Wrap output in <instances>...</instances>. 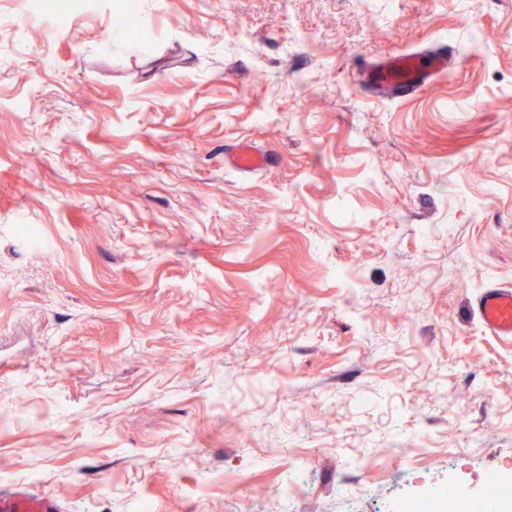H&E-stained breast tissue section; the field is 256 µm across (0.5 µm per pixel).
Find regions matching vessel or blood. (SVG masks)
I'll list each match as a JSON object with an SVG mask.
<instances>
[{
	"mask_svg": "<svg viewBox=\"0 0 512 512\" xmlns=\"http://www.w3.org/2000/svg\"><path fill=\"white\" fill-rule=\"evenodd\" d=\"M449 70L444 51L430 57L417 53L394 52L367 64L360 70L362 82L404 95L421 91ZM269 156L248 144L239 145L226 156V164L239 171H259L268 164ZM476 310L484 326L494 335L512 337V287H490L476 299ZM0 512H63L62 504L39 496L19 486L9 497H0Z\"/></svg>",
	"mask_w": 512,
	"mask_h": 512,
	"instance_id": "obj_1",
	"label": "vessel or blood"
}]
</instances>
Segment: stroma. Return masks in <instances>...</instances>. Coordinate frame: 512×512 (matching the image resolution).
I'll use <instances>...</instances> for the list:
<instances>
[{
    "label": "stroma",
    "instance_id": "obj_1",
    "mask_svg": "<svg viewBox=\"0 0 512 512\" xmlns=\"http://www.w3.org/2000/svg\"><path fill=\"white\" fill-rule=\"evenodd\" d=\"M65 2L50 32L0 0V493H479L512 461V338L474 308L512 286V0H135L131 47L125 0ZM443 45L416 98L358 78ZM269 156L260 152L250 144H241L235 151L225 157V163L239 171H259L268 164Z\"/></svg>",
    "mask_w": 512,
    "mask_h": 512
}]
</instances>
